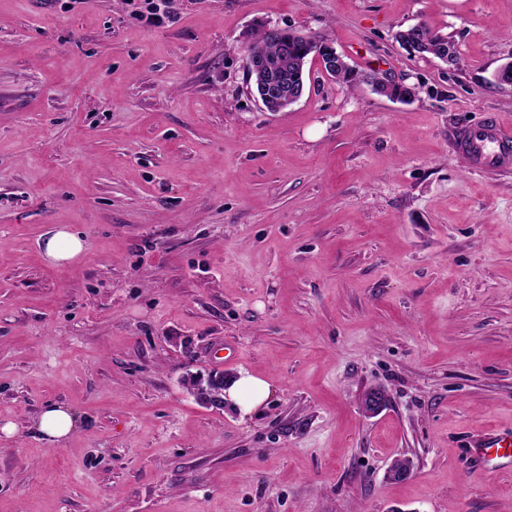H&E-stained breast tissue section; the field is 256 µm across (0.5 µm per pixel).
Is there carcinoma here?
I'll list each match as a JSON object with an SVG mask.
<instances>
[{"instance_id":"carcinoma-1","label":"carcinoma","mask_w":512,"mask_h":512,"mask_svg":"<svg viewBox=\"0 0 512 512\" xmlns=\"http://www.w3.org/2000/svg\"><path fill=\"white\" fill-rule=\"evenodd\" d=\"M396 40L411 42L414 50L419 55H432L437 58L448 57V63L458 66L460 58L453 40L446 36L431 31L427 26H422L420 32L407 28L396 34ZM328 48L330 44L322 35L315 36L311 41L296 33L291 28H282L275 36H270L265 26H259L252 41L247 47V52H259L262 57V68L248 73L249 80L255 84H261L267 75L274 74L288 80L290 87L300 85V80L305 78L306 65L313 58L318 47ZM332 80L348 88L355 87L359 82L358 74L353 69L345 66L341 60H336V71L330 73Z\"/></svg>"}]
</instances>
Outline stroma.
I'll return each instance as SVG.
<instances>
[{"label":"stroma","instance_id":"35a3bbf8","mask_svg":"<svg viewBox=\"0 0 512 512\" xmlns=\"http://www.w3.org/2000/svg\"><path fill=\"white\" fill-rule=\"evenodd\" d=\"M259 22L418 94L315 64L265 111ZM416 24L462 68L408 54ZM508 61L512 0H0V512H512L467 446L512 428V169L452 147L512 127ZM59 228L85 249L56 264ZM215 372L273 393L209 408ZM414 31L411 27L401 30L397 32L396 40L402 47V40L416 44L414 46L415 54L432 55L437 58L447 56L448 64L460 65V58L453 40L431 31L423 24L420 32L416 33ZM317 43L324 48L334 49L328 42L327 39L322 35H314ZM321 48L320 52L316 53V57L318 58L322 69L325 71L328 70H336L334 72H330V77L332 80L336 81L341 85H345L348 88H354L359 80L358 73H354L353 69L350 67H346L344 63L341 62L335 51ZM327 53V54H325ZM224 375L208 377L206 382L196 381L193 387L199 401L215 410H224V401L228 400L238 407L242 415L257 413L271 396L269 383L254 375L244 374L232 382L226 389ZM35 427L49 443L56 444L73 431L74 418L67 407L52 404L42 410Z\"/></svg>","mask_w":512,"mask_h":512}]
</instances>
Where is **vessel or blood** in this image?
Here are the masks:
<instances>
[{"mask_svg": "<svg viewBox=\"0 0 512 512\" xmlns=\"http://www.w3.org/2000/svg\"><path fill=\"white\" fill-rule=\"evenodd\" d=\"M459 150L474 171L488 173L512 165V129L497 119L465 129ZM473 456L486 466H512V435L490 428L469 442Z\"/></svg>", "mask_w": 512, "mask_h": 512, "instance_id": "obj_1", "label": "vessel or blood"}]
</instances>
